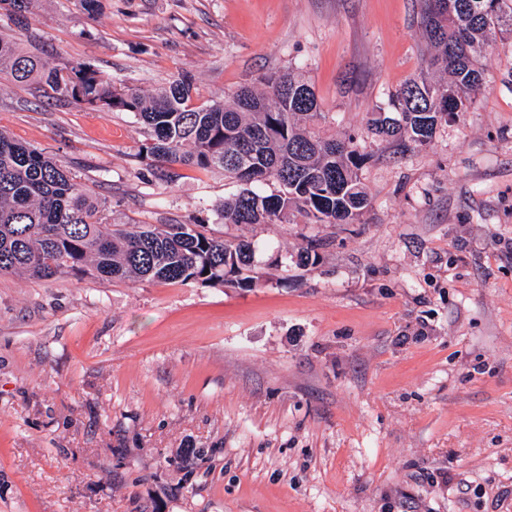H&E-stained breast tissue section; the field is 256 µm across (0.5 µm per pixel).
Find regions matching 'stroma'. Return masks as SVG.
I'll use <instances>...</instances> for the list:
<instances>
[{"instance_id":"obj_1","label":"stroma","mask_w":512,"mask_h":512,"mask_svg":"<svg viewBox=\"0 0 512 512\" xmlns=\"http://www.w3.org/2000/svg\"><path fill=\"white\" fill-rule=\"evenodd\" d=\"M426 0H41L0 31L194 105L289 73L355 135L354 224L224 223L240 185L151 174L147 130L0 78V129L125 224L255 248L253 288L0 276V512H512V36L424 146L370 112L431 77ZM317 243L316 265L296 267Z\"/></svg>"}]
</instances>
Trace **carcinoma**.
I'll use <instances>...</instances> for the list:
<instances>
[{"label":"carcinoma","mask_w":512,"mask_h":512,"mask_svg":"<svg viewBox=\"0 0 512 512\" xmlns=\"http://www.w3.org/2000/svg\"><path fill=\"white\" fill-rule=\"evenodd\" d=\"M37 0H0L15 16L33 12ZM430 0L423 16L436 48L430 64L448 81H408L391 101L398 117L373 113L369 130L403 144L423 146L437 125L465 107V94L482 82L480 56L492 36L512 34V0ZM15 82H44L90 108L130 112L150 130L146 153L161 165L155 180L169 184L179 164L221 170L243 185L219 202L226 224H283L297 215L319 224H353L369 204L358 177L363 158L353 138L321 130L320 111L308 84L288 74L262 78L263 90L241 89L227 104H190L192 78L183 74L145 95L118 90L90 63L60 69L0 33V74ZM274 181L275 193L252 184ZM254 246L228 241L190 224H115L98 198L53 157L0 131V275L50 279L67 274L136 278L252 288Z\"/></svg>","instance_id":"carcinoma-1"}]
</instances>
